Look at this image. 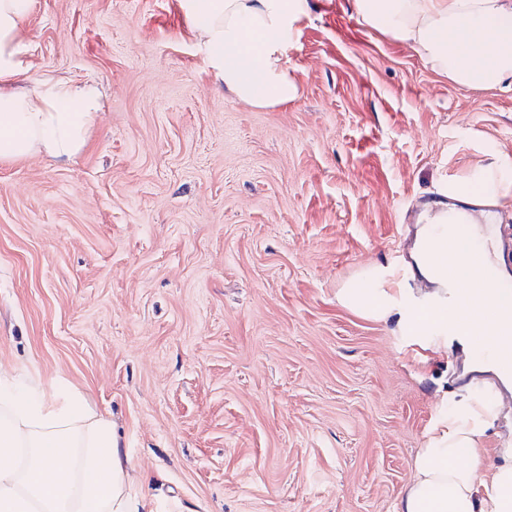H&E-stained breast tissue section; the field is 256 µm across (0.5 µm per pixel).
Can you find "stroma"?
Segmentation results:
<instances>
[{
	"instance_id": "35a3bbf8",
	"label": "stroma",
	"mask_w": 512,
	"mask_h": 512,
	"mask_svg": "<svg viewBox=\"0 0 512 512\" xmlns=\"http://www.w3.org/2000/svg\"><path fill=\"white\" fill-rule=\"evenodd\" d=\"M24 88L94 80L65 162H0V364L109 416L156 512H393L474 350L422 364L336 294L403 267L448 179L512 157V84L474 90L306 0L298 88L218 83L178 0H37Z\"/></svg>"
}]
</instances>
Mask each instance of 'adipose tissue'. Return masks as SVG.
<instances>
[{"instance_id":"obj_1","label":"adipose tissue","mask_w":512,"mask_h":512,"mask_svg":"<svg viewBox=\"0 0 512 512\" xmlns=\"http://www.w3.org/2000/svg\"><path fill=\"white\" fill-rule=\"evenodd\" d=\"M360 23L409 46L449 81L494 90L512 80V0H354ZM36 0H0V161L41 156L64 161L87 145L100 109L95 83L45 76L17 87L30 70L35 44L27 27ZM205 49L215 77L238 99L273 106L295 99L286 58L303 0H178ZM512 204V158L449 181L441 200L425 206L412 249L419 273L444 278L439 258L474 227L490 237L499 208ZM462 304L455 315L425 311L405 300L396 271L366 268L337 292L345 308L392 321L424 351L452 336H482L472 304L495 280L451 281ZM20 384L0 366V512H154L127 484L128 459L111 420L94 413L83 394L57 383L20 400ZM498 413L491 398L465 397L441 413L418 448L394 512H512V448L503 464L479 471L487 429Z\"/></svg>"}]
</instances>
